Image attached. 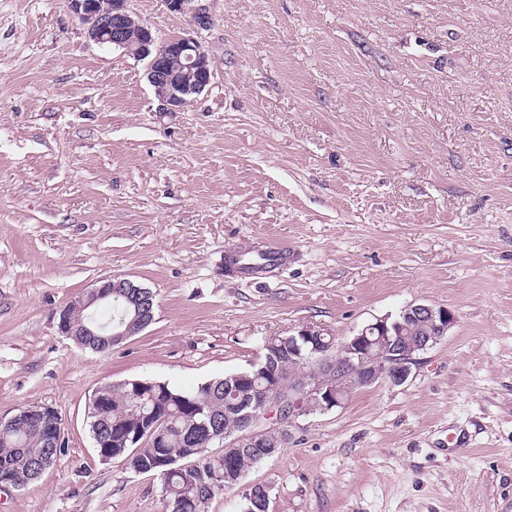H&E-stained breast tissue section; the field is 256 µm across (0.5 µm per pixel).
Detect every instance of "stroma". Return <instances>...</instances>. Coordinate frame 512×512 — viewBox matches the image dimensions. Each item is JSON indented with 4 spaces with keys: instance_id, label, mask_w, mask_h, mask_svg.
Segmentation results:
<instances>
[{
    "instance_id": "stroma-1",
    "label": "stroma",
    "mask_w": 512,
    "mask_h": 512,
    "mask_svg": "<svg viewBox=\"0 0 512 512\" xmlns=\"http://www.w3.org/2000/svg\"><path fill=\"white\" fill-rule=\"evenodd\" d=\"M211 84L180 111L68 0H0V418L60 413L64 452L0 512H165L157 475L101 462L94 392L193 390L304 326L343 341L408 305L456 322L402 385L300 421L206 512H512V0H164ZM277 244L288 264L227 271ZM153 323L95 353L56 310L100 278Z\"/></svg>"
}]
</instances>
